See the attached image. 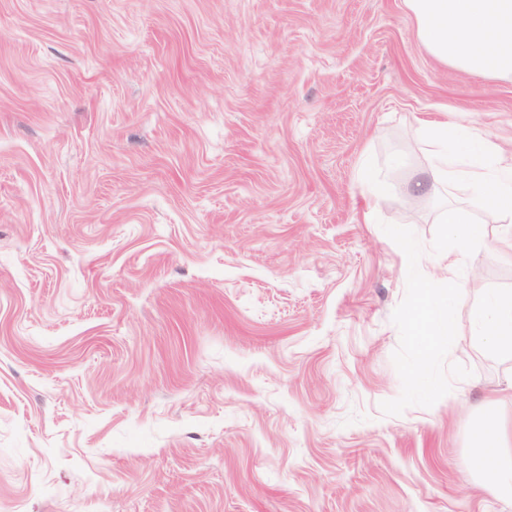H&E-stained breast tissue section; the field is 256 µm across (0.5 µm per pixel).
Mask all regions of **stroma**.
I'll list each match as a JSON object with an SVG mask.
<instances>
[{"label": "stroma", "instance_id": "35a3bbf8", "mask_svg": "<svg viewBox=\"0 0 512 512\" xmlns=\"http://www.w3.org/2000/svg\"><path fill=\"white\" fill-rule=\"evenodd\" d=\"M427 116L512 149V82L402 0H0V512H512L467 463L512 423L471 315L504 224L404 206ZM447 222L449 230L457 233L464 242L473 243L480 240L483 236V228L479 224H474L469 212L461 207L448 208ZM411 316L417 360L414 372L422 374L428 370L432 351L455 336V322L449 312L442 316L428 303L416 307Z\"/></svg>", "mask_w": 512, "mask_h": 512}]
</instances>
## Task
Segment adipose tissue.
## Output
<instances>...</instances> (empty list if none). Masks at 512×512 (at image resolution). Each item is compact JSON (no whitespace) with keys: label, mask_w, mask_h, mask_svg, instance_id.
<instances>
[{"label":"adipose tissue","mask_w":512,"mask_h":512,"mask_svg":"<svg viewBox=\"0 0 512 512\" xmlns=\"http://www.w3.org/2000/svg\"><path fill=\"white\" fill-rule=\"evenodd\" d=\"M424 50L440 64L492 80H512V0H403ZM434 148L430 168L419 172L414 190L467 184L483 192L492 212L509 219L501 241L512 260V157L491 154L485 138L445 120L421 121ZM415 373H425L432 351L455 334L452 315L424 303L412 314ZM473 324L489 352L512 353V293L491 294L473 305ZM468 463L476 474L500 471L489 485L495 496L512 494V429L487 420L474 431Z\"/></svg>","instance_id":"obj_1"}]
</instances>
